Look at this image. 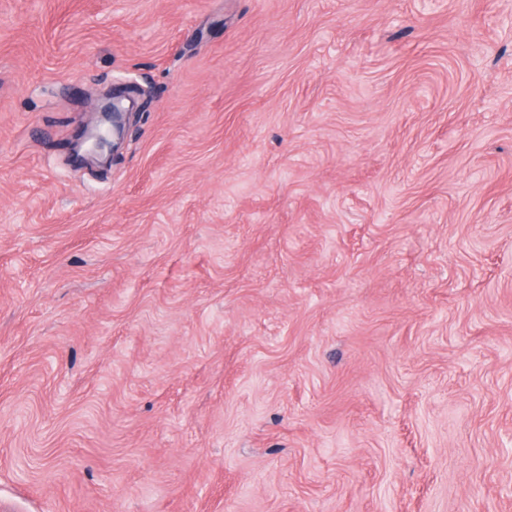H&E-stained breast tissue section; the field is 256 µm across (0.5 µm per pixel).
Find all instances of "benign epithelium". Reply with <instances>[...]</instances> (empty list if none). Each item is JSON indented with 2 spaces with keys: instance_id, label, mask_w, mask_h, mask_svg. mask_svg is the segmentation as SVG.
<instances>
[{
  "instance_id": "1",
  "label": "benign epithelium",
  "mask_w": 512,
  "mask_h": 512,
  "mask_svg": "<svg viewBox=\"0 0 512 512\" xmlns=\"http://www.w3.org/2000/svg\"><path fill=\"white\" fill-rule=\"evenodd\" d=\"M134 102V99L119 91L104 95L99 99L98 111L101 114L99 123L88 129L84 140L78 144L80 154L77 160L81 163L98 162L107 164L112 161L122 143L125 123L123 122L126 107L123 100Z\"/></svg>"
}]
</instances>
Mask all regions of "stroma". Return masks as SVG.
<instances>
[{
    "label": "stroma",
    "mask_w": 512,
    "mask_h": 512,
    "mask_svg": "<svg viewBox=\"0 0 512 512\" xmlns=\"http://www.w3.org/2000/svg\"><path fill=\"white\" fill-rule=\"evenodd\" d=\"M0 512H512V0H0ZM124 99L129 100L133 107L134 99L126 95L125 91L103 95L99 99L98 111L101 120L86 131L84 140L78 144L76 153L79 162L107 164L112 161V156L118 151L124 136V112L129 111L123 105Z\"/></svg>",
    "instance_id": "obj_1"
}]
</instances>
